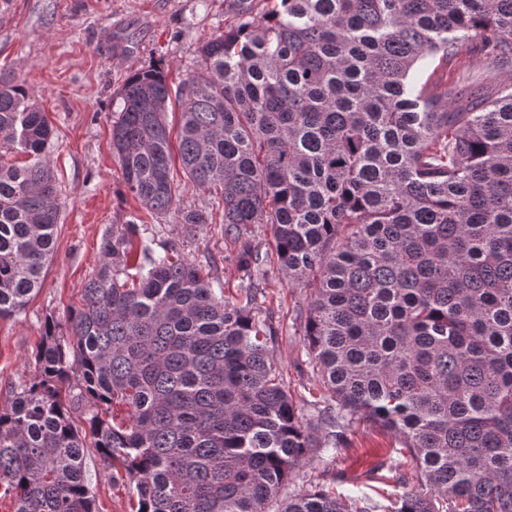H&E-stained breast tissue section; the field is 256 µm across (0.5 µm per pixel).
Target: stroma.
Segmentation results:
<instances>
[{
	"mask_svg": "<svg viewBox=\"0 0 512 512\" xmlns=\"http://www.w3.org/2000/svg\"><path fill=\"white\" fill-rule=\"evenodd\" d=\"M224 0H0V76L25 83L54 130L47 149L60 191L62 215L45 284L18 314L0 317V404L35 374L34 355L46 320L66 326L80 306L85 281L100 261V244L113 225L142 220L150 233L190 259L211 256L224 298L236 301L246 274L239 246L224 227H193L176 214L155 219L128 194L112 156V122L124 81L141 69L167 72L179 84L198 66L197 49L224 27ZM261 305L278 329L271 346L302 421L324 394L309 362L299 314L310 289L289 283L278 264L263 280ZM86 475L99 512H131L125 488L112 485L95 452ZM323 483L347 503L390 512L416 473L395 433L361 420L341 448L302 462L287 493Z\"/></svg>",
	"mask_w": 512,
	"mask_h": 512,
	"instance_id": "obj_1",
	"label": "stroma"
}]
</instances>
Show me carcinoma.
<instances>
[{
	"label": "carcinoma",
	"mask_w": 512,
	"mask_h": 512,
	"mask_svg": "<svg viewBox=\"0 0 512 512\" xmlns=\"http://www.w3.org/2000/svg\"><path fill=\"white\" fill-rule=\"evenodd\" d=\"M224 31L177 89L140 70L119 92L112 154L127 192L173 210V157L211 194L184 224L236 238L270 225L329 391L300 420L256 290L224 301L205 272L139 225H112L69 313L45 324L36 375L0 407V490L14 512H96L85 448L134 512H368L324 485L279 499L296 467L358 419L398 433L416 464L392 512H512V87L448 86L419 63L476 34L512 65V0H227ZM465 100L457 112L449 97ZM52 128L0 77V317L44 286L62 203ZM247 276L270 262L246 241ZM88 403L79 426L73 413Z\"/></svg>",
	"instance_id": "obj_1"
}]
</instances>
